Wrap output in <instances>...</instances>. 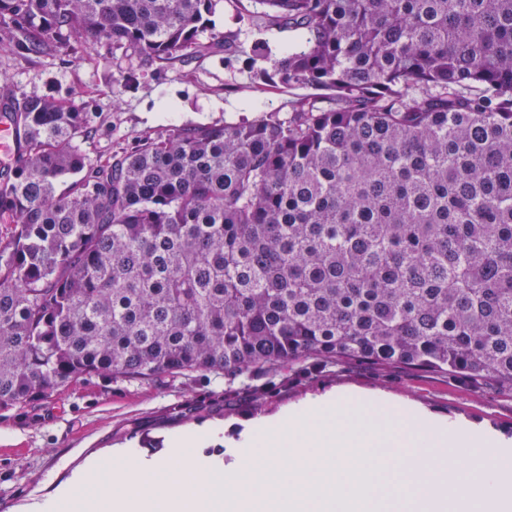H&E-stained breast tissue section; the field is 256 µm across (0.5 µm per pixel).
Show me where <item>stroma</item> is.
<instances>
[{
    "mask_svg": "<svg viewBox=\"0 0 512 512\" xmlns=\"http://www.w3.org/2000/svg\"><path fill=\"white\" fill-rule=\"evenodd\" d=\"M211 20L215 30L231 36L234 50L184 67L144 69L132 89H122L124 63L110 50L74 43L28 63L0 54V91L53 98L92 112L94 131L82 147L93 156L172 126L236 123L268 112L284 117L292 102L318 96V89L256 75L281 58L291 33L238 15L227 0H219ZM256 42L268 48L260 66L246 53ZM343 389L408 401L512 438L511 395L493 385L475 391L446 374L402 366L304 362L236 379L209 372L160 381L95 376L50 398L0 410V512H22L52 496L75 469L107 449L132 447L151 458L164 456L170 435L182 429L222 427L200 451L223 458L226 445L252 420Z\"/></svg>",
    "mask_w": 512,
    "mask_h": 512,
    "instance_id": "35a3bbf8",
    "label": "stroma"
}]
</instances>
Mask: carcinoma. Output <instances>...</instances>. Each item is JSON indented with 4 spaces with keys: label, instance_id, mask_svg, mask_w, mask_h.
<instances>
[{
    "label": "carcinoma",
    "instance_id": "1",
    "mask_svg": "<svg viewBox=\"0 0 512 512\" xmlns=\"http://www.w3.org/2000/svg\"><path fill=\"white\" fill-rule=\"evenodd\" d=\"M219 0H0V52L185 64ZM297 40L286 118L93 158L92 116L0 96V409L93 376L400 365L512 394V0H253ZM206 40H201L202 34ZM20 152V135L11 123H0V156L2 163L15 158Z\"/></svg>",
    "mask_w": 512,
    "mask_h": 512
}]
</instances>
